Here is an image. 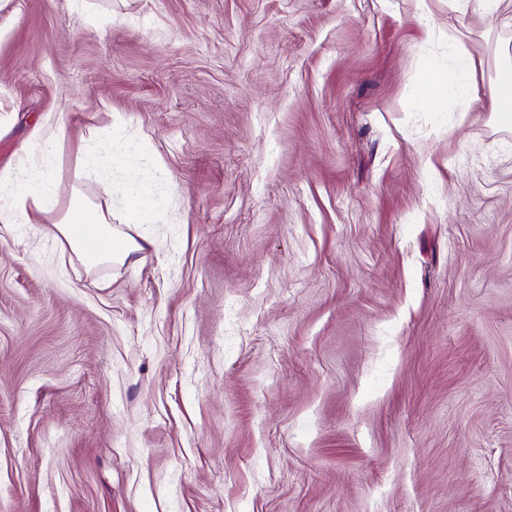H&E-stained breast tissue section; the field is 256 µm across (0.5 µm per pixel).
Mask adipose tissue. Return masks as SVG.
<instances>
[{"mask_svg": "<svg viewBox=\"0 0 512 512\" xmlns=\"http://www.w3.org/2000/svg\"><path fill=\"white\" fill-rule=\"evenodd\" d=\"M457 65L448 73L435 70L423 72L417 79V87L434 86L440 97V104L451 107L466 102L475 92L474 68L472 61L462 47H455ZM54 141L45 139L35 147L31 159L0 169V223L23 224L31 211L51 212L56 206V186L51 176L53 169ZM85 208L95 217L89 231L74 229L70 220L62 219L56 224L70 249L82 256L89 265L114 260H127L140 250L136 240H126L120 248L101 253L87 251L84 241L87 233L104 237L113 236L114 231L100 207L86 203Z\"/></svg>", "mask_w": 512, "mask_h": 512, "instance_id": "1", "label": "adipose tissue"}]
</instances>
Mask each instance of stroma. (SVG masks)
<instances>
[{
  "label": "stroma",
  "instance_id": "stroma-1",
  "mask_svg": "<svg viewBox=\"0 0 512 512\" xmlns=\"http://www.w3.org/2000/svg\"><path fill=\"white\" fill-rule=\"evenodd\" d=\"M85 2L0 0V166L145 246L0 223V512H512V0ZM452 46L457 57V66L448 69L447 74H441L436 70L425 71L415 84V93L421 98H425L421 94L424 86H434L436 94L440 96L441 107L447 108L466 102L476 90L471 59L461 46ZM494 101L496 112L512 106V66L510 63L500 66L494 82ZM121 203L129 213L133 214L135 223H148L147 217L150 212V203L149 197L143 190L138 187L132 188L122 197ZM85 209L94 215L95 224L92 223V217L88 212L77 211L73 215V222L79 229H81V231L74 229L71 225V221L66 218H62L56 222L55 227L64 237L70 249L77 255H80L87 264L93 266L103 262H112V260L125 261L133 253L142 249V245L136 240L127 239L118 249H111L110 251L101 253L87 251L84 245L87 232L94 233L87 236V246L90 250L94 251H101L110 248L112 246V241L105 237L113 238L115 233L113 231L112 224H108V220L99 206L86 202ZM90 224L92 225L84 231L83 229Z\"/></svg>",
  "mask_w": 512,
  "mask_h": 512
}]
</instances>
